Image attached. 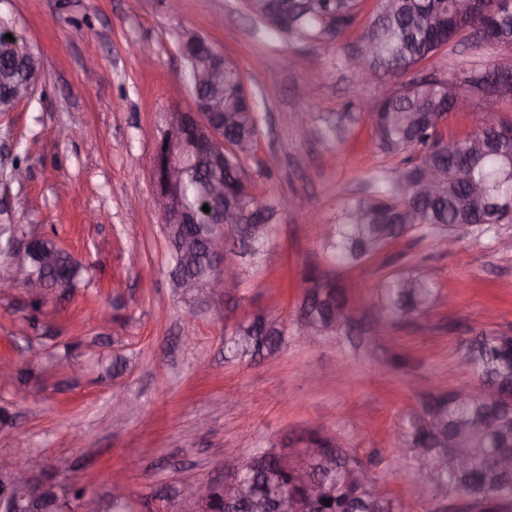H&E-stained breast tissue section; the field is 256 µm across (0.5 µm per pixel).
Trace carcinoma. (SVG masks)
<instances>
[{
    "label": "carcinoma",
    "instance_id": "cac0c4a2",
    "mask_svg": "<svg viewBox=\"0 0 512 512\" xmlns=\"http://www.w3.org/2000/svg\"><path fill=\"white\" fill-rule=\"evenodd\" d=\"M259 0H247L258 31L283 41L318 43L338 40L359 16L362 0H288V22L268 16ZM462 0H377L373 16L361 30L354 53L336 59V65L355 69L362 79H396L439 55L449 44L467 34L475 46L512 48V0H485L477 17L461 7ZM31 52L22 37L0 40V84L21 75L23 57ZM512 80V67L473 65L443 78L402 82L390 89L371 112L374 139L384 154L398 159L394 173L378 179L370 194L349 198L336 205L334 220L322 236L326 259L334 265L354 267L401 237L430 239L441 245L455 224H493L505 221L493 215L492 202L512 198V141L506 139L489 151L472 153L473 143L489 138L496 127L512 125L510 119L485 120L461 139L446 138L443 126L429 120L430 112H452L467 95L482 101H512V95L486 92L491 79ZM244 80L233 64L214 78L213 89L224 93V110L233 120L224 126V172L212 174L200 165L184 172V200L200 215V223L186 224L171 233L170 259L187 250L196 256L193 266L171 265L174 285L210 273L203 227L215 232V215L202 207L211 204L215 180L224 182V236L227 249L241 257L259 255L266 244L268 227L282 208L279 199L256 191L247 170L262 115L260 105H242ZM467 164V178H455L457 167ZM433 171L439 189L419 190L420 175ZM80 264L68 253L47 273V289L71 291L77 287ZM305 293L298 325H316L321 335L337 329L338 309L347 302L345 291L319 269L304 278ZM439 300L435 281L421 268L387 277L379 287L378 307L397 321L423 317ZM288 326L267 315L238 324L225 340L227 357L234 361L273 355L281 346ZM463 361L474 378L512 386V335L480 334L466 346ZM409 447L422 483L432 492L453 499L469 498L471 512H485L491 502L500 512H512V465L504 471L495 465L500 452L512 450V411L501 412L484 399L448 400L421 407L408 419ZM356 457L345 452L328 468L301 456L265 451L250 461L246 470L252 494L236 503L240 512H276V496L291 481L296 469L325 488L321 512H403L404 506L381 489L380 477L359 472Z\"/></svg>",
    "mask_w": 512,
    "mask_h": 512
}]
</instances>
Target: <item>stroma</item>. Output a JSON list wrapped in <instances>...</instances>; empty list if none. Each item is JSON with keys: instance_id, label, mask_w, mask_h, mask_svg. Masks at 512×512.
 Segmentation results:
<instances>
[{"instance_id": "obj_1", "label": "stroma", "mask_w": 512, "mask_h": 512, "mask_svg": "<svg viewBox=\"0 0 512 512\" xmlns=\"http://www.w3.org/2000/svg\"><path fill=\"white\" fill-rule=\"evenodd\" d=\"M25 36L43 75L33 94L0 112V225L51 237L89 265L91 283L50 295L51 321L29 328L32 297L0 293V360L32 370L26 383L0 381V456L26 449L65 480L80 470L88 486L79 512L105 500L113 475L125 480L131 512H195L198 484L223 482L258 449L296 451L311 435L335 437L369 465L407 512H448V501L416 485L405 449L409 415L433 394L474 387L465 345L492 331L512 334V223L491 232L459 230L452 250L410 237L353 269L331 270L342 286L374 289L403 267L422 264L452 306L375 335L377 306L357 310L340 331L309 342L296 322L305 274L326 269L320 219L336 203L367 194L396 159L375 147L369 113L386 91L363 83V111L348 110L342 40L264 45L242 0H0V26ZM189 35L206 38L264 99L269 123L250 173L261 194L290 197L269 228L258 260L226 272L223 298L192 306L169 277V248L153 206V160L167 116L188 107L191 87L179 55ZM482 64L512 66V49L449 47L424 64L447 74ZM508 103L463 97L446 125L449 138L484 120L511 117ZM62 127L78 129L61 140ZM276 153L264 175L258 163ZM27 170L12 179L14 163ZM112 317L99 321L101 311ZM285 320L272 359L225 360L224 341L252 312ZM124 399L122 426L112 402Z\"/></svg>"}]
</instances>
